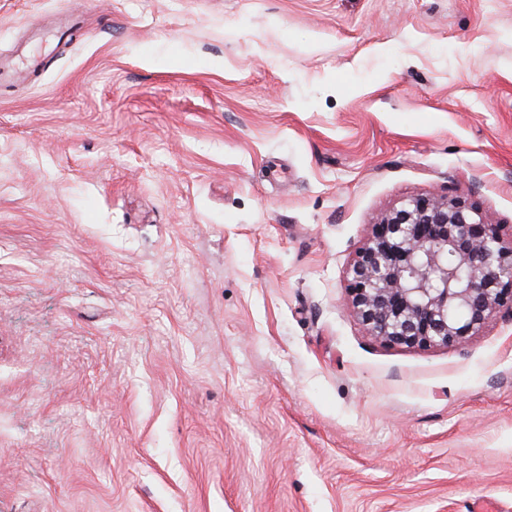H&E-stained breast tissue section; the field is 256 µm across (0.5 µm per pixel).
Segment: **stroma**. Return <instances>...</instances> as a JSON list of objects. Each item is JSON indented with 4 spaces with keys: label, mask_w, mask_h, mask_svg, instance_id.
I'll use <instances>...</instances> for the list:
<instances>
[{
    "label": "stroma",
    "mask_w": 512,
    "mask_h": 512,
    "mask_svg": "<svg viewBox=\"0 0 512 512\" xmlns=\"http://www.w3.org/2000/svg\"><path fill=\"white\" fill-rule=\"evenodd\" d=\"M0 512H512V309L389 346L404 198L512 235V0H0Z\"/></svg>",
    "instance_id": "obj_1"
}]
</instances>
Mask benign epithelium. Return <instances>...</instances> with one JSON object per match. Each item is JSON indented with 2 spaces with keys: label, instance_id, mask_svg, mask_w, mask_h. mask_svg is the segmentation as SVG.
Masks as SVG:
<instances>
[{
  "label": "benign epithelium",
  "instance_id": "obj_1",
  "mask_svg": "<svg viewBox=\"0 0 512 512\" xmlns=\"http://www.w3.org/2000/svg\"><path fill=\"white\" fill-rule=\"evenodd\" d=\"M348 295L383 344L459 346L512 307V240L466 194L407 197L372 225Z\"/></svg>",
  "mask_w": 512,
  "mask_h": 512
}]
</instances>
